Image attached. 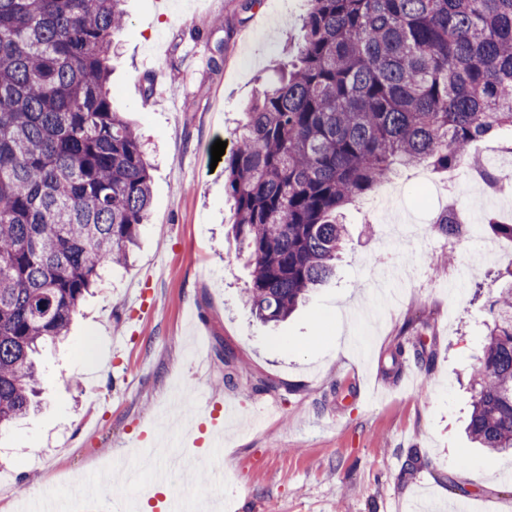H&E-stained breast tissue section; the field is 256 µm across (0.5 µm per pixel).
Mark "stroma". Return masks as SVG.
Listing matches in <instances>:
<instances>
[{
	"instance_id": "1",
	"label": "stroma",
	"mask_w": 512,
	"mask_h": 512,
	"mask_svg": "<svg viewBox=\"0 0 512 512\" xmlns=\"http://www.w3.org/2000/svg\"><path fill=\"white\" fill-rule=\"evenodd\" d=\"M279 2L269 18L248 0H125L112 107L146 142L150 219L131 263L109 268L68 336L42 347V403L0 433V471L65 512H140L126 475L138 452L161 440L181 454L216 433L220 455L196 476L169 478L179 512H413L436 491L475 496L474 512H512V456L472 447L464 434L511 241L489 231L443 238L432 220L445 200L419 199L417 171L406 168L396 202L410 234L390 236L379 186L346 211L335 279L275 325L244 303L249 270L227 234L233 203L211 147L221 139L235 148L250 99L277 82L285 48L302 38L310 0ZM361 309L370 321L358 319ZM411 319L427 329H407ZM224 345L246 374L234 386L216 355ZM251 374L286 388L254 391ZM177 386L241 414L216 421L201 405L171 426ZM104 462L111 491L90 506L68 498L67 476L93 478Z\"/></svg>"
}]
</instances>
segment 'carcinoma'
<instances>
[{
    "label": "carcinoma",
    "mask_w": 512,
    "mask_h": 512,
    "mask_svg": "<svg viewBox=\"0 0 512 512\" xmlns=\"http://www.w3.org/2000/svg\"><path fill=\"white\" fill-rule=\"evenodd\" d=\"M123 0H0V432L35 404L33 355L127 262L150 164L112 107ZM259 90L224 162L246 303L280 322L336 269L344 211L399 167H455L512 129V0H311L294 59ZM490 192L500 174L472 162ZM455 240L468 225L442 212ZM467 433L512 454V282L489 306ZM224 382L239 367L222 350Z\"/></svg>",
    "instance_id": "1"
}]
</instances>
